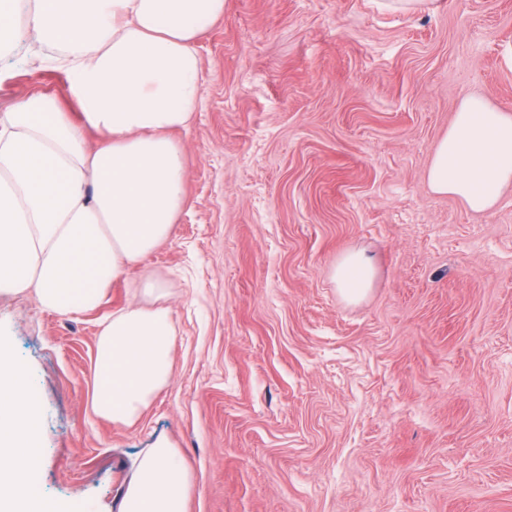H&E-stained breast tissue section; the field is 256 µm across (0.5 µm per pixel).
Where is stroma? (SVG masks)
<instances>
[{"label":"stroma","instance_id":"stroma-1","mask_svg":"<svg viewBox=\"0 0 512 512\" xmlns=\"http://www.w3.org/2000/svg\"><path fill=\"white\" fill-rule=\"evenodd\" d=\"M177 138L186 202L133 274L167 293V387L131 426L94 414L98 325L0 297V343L42 414L35 477L62 512H118L165 440L188 512H512V185L487 212L427 170L461 101L512 113V0H226ZM0 50V113L67 74ZM376 263L344 302L345 253ZM374 278L373 259L361 250L342 255L333 273L339 295L348 303L363 300L371 290Z\"/></svg>","mask_w":512,"mask_h":512}]
</instances>
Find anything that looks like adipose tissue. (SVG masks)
<instances>
[{"label":"adipose tissue","instance_id":"adipose-tissue-1","mask_svg":"<svg viewBox=\"0 0 512 512\" xmlns=\"http://www.w3.org/2000/svg\"><path fill=\"white\" fill-rule=\"evenodd\" d=\"M225 0H0V38L33 28L54 48L80 106L72 118L48 95L0 114V296L32 295L64 317L88 313L112 283L171 235L184 205L183 151L202 98L197 43ZM26 26H19V17ZM108 142L92 150L85 129ZM430 190L472 211L512 184V114L463 100L427 172ZM341 298L363 300L375 266L364 251L333 273ZM162 290L147 280L100 325L93 413L133 424L169 382L173 328ZM42 464L39 400L23 364L0 345V512H59L35 483ZM193 479L179 449L143 453L119 512H187Z\"/></svg>","mask_w":512,"mask_h":512}]
</instances>
